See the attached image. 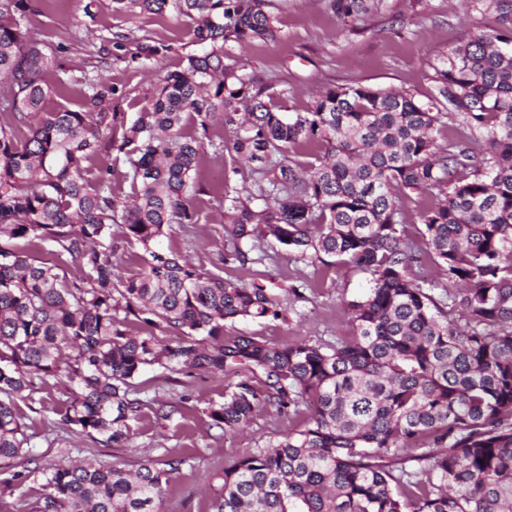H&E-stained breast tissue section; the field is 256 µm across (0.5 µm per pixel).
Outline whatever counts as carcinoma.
<instances>
[{"mask_svg": "<svg viewBox=\"0 0 512 512\" xmlns=\"http://www.w3.org/2000/svg\"><path fill=\"white\" fill-rule=\"evenodd\" d=\"M468 5L498 27L441 56L430 102L351 83L286 115L268 105L271 86L224 64L228 43L277 38L267 0H109L131 16L192 18L207 50L185 56L131 116L114 86L84 72L79 109L47 113L19 142L14 123L72 77L60 45L28 34L32 0H0V484L39 477L30 512H160L184 458L133 472L30 468L32 456L18 466L29 436L16 400L35 381L66 379L61 424L121 447L145 406L164 420L180 411L139 397L136 380L155 365L246 371L207 407L224 433L268 407L311 410L305 428L224 466L211 512H512V0ZM382 6L330 0L344 24ZM171 50L146 40L137 56ZM215 123L233 129V173L250 180L220 192L224 263L235 264L225 277L159 246L173 225L198 221L190 196L205 191L196 176ZM450 124L464 134L441 146ZM301 146L321 148L318 163L293 159ZM114 151L124 196L112 166L88 178V163ZM412 194L436 199L416 238L400 205ZM114 224L146 254L126 280L113 272ZM18 238L49 244L50 258L14 247ZM271 243L370 275L346 303L350 336L224 335L228 322L285 321L306 300L301 287L274 293L245 279ZM423 256L441 281L411 279ZM67 260L79 279L60 273ZM172 334L181 341L163 343Z\"/></svg>", "mask_w": 512, "mask_h": 512, "instance_id": "carcinoma-1", "label": "carcinoma"}]
</instances>
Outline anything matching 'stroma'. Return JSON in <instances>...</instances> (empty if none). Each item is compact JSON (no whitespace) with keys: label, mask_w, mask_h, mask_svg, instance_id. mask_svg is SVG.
Returning <instances> with one entry per match:
<instances>
[{"label":"stroma","mask_w":512,"mask_h":512,"mask_svg":"<svg viewBox=\"0 0 512 512\" xmlns=\"http://www.w3.org/2000/svg\"><path fill=\"white\" fill-rule=\"evenodd\" d=\"M34 3L30 35L61 43L60 61L72 73L90 68L112 83L121 95L118 109L122 112H137L151 99L159 78L178 69L184 56L202 51L192 40V21L172 12L131 17L105 8L86 12L87 0ZM271 3L277 19L276 41L225 45L224 62L272 84L270 106L283 113L308 111L318 90L350 82L404 89L417 101L427 102L434 94L438 52L454 47L470 27L493 24L488 17L471 18L462 0H384L380 13L346 27L337 21L328 0ZM111 32L128 35L124 49L106 50ZM147 39L171 45L172 50L151 59H134L137 43ZM232 139L231 129L210 130L197 175L205 190L191 198L198 221L174 225L160 240L163 249L215 273L221 272L229 248L219 222L218 194L233 168ZM266 252V259L253 266L256 282L275 289L304 284L307 299L296 304L288 321H240L227 326V333L253 334L272 343L350 335L344 305L369 288V274L347 263L311 265L275 244ZM236 379L233 373L187 375L158 366L147 368L137 380L141 397L177 400L181 409L167 420L145 411L121 448L96 444L59 428L60 386L37 387L31 397L19 400L18 409L32 437L31 453L40 465L80 460L132 469L181 457L185 463L172 477L161 512H208L211 488L227 463L304 427L309 417L305 409L293 416L269 409L257 414L245 431L225 434L212 428L206 409L223 401L227 384ZM52 429L59 440L50 445L43 436Z\"/></svg>","instance_id":"35a3bbf8"}]
</instances>
